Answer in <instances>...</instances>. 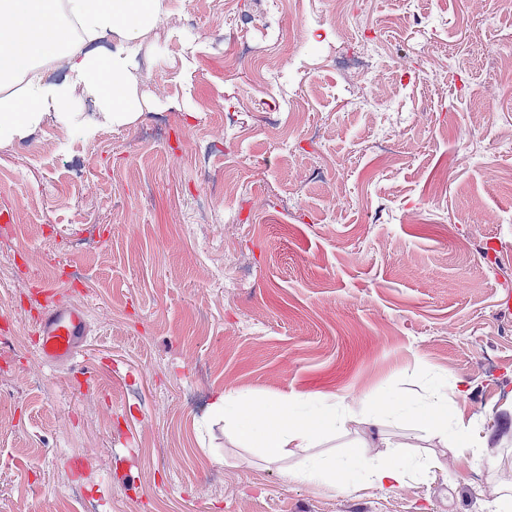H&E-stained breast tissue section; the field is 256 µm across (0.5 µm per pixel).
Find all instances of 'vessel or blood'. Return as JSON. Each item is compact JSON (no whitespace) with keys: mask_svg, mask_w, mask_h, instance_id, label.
Segmentation results:
<instances>
[{"mask_svg":"<svg viewBox=\"0 0 512 512\" xmlns=\"http://www.w3.org/2000/svg\"><path fill=\"white\" fill-rule=\"evenodd\" d=\"M85 331V317L79 309L48 299L40 322L42 359L52 367L77 370Z\"/></svg>","mask_w":512,"mask_h":512,"instance_id":"1","label":"vessel or blood"}]
</instances>
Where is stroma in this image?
<instances>
[{"label":"stroma","instance_id":"stroma-1","mask_svg":"<svg viewBox=\"0 0 512 512\" xmlns=\"http://www.w3.org/2000/svg\"><path fill=\"white\" fill-rule=\"evenodd\" d=\"M304 4L321 23L162 0L133 124L0 147V512H495L512 486V5ZM45 282L85 313L93 380L39 355ZM421 368L464 381L481 457L391 421L322 444L431 460L390 493L291 479L304 452L207 417L226 390L417 393Z\"/></svg>","mask_w":512,"mask_h":512}]
</instances>
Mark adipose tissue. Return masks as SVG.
<instances>
[{
  "label": "adipose tissue",
  "mask_w": 512,
  "mask_h": 512,
  "mask_svg": "<svg viewBox=\"0 0 512 512\" xmlns=\"http://www.w3.org/2000/svg\"><path fill=\"white\" fill-rule=\"evenodd\" d=\"M160 0H0V85L21 79L18 94L0 97V147L24 140L48 119L73 120L77 97L92 99L95 119L84 125L86 135L100 128L133 123L140 108L131 81L137 68L130 46L157 22ZM79 25L86 41L115 36L106 54L74 48L61 14ZM63 60L67 75L50 79L41 62ZM422 463L398 451L367 459L359 454L312 453L292 471V478L348 488V476L362 470L380 491L403 486Z\"/></svg>",
  "instance_id": "ef3b65f1"
}]
</instances>
